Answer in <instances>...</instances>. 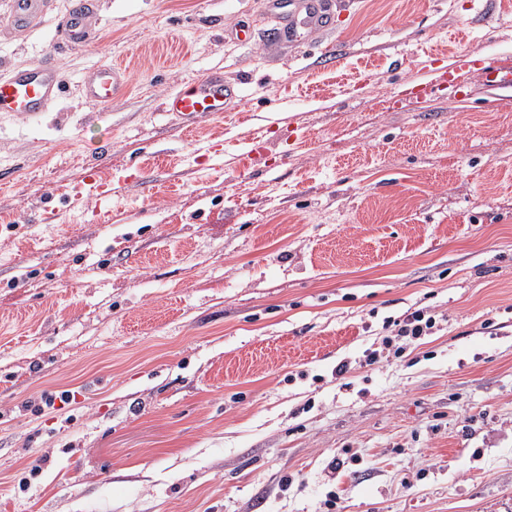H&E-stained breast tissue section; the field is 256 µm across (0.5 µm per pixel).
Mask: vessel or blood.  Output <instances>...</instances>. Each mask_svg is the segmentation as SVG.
I'll list each match as a JSON object with an SVG mask.
<instances>
[{
	"instance_id": "1",
	"label": "vessel or blood",
	"mask_w": 512,
	"mask_h": 512,
	"mask_svg": "<svg viewBox=\"0 0 512 512\" xmlns=\"http://www.w3.org/2000/svg\"><path fill=\"white\" fill-rule=\"evenodd\" d=\"M45 0H8L9 26L27 30L44 11ZM271 14L279 37L292 41L306 29H328L330 0H271ZM102 25L90 0H75L59 21L64 40L74 46L94 41ZM82 96L90 102L106 104L124 96L128 88L125 69L115 64L90 68L80 82ZM63 86L51 55L45 54L33 65L0 74V114L12 113L25 119L38 118L56 103ZM242 94V86L229 82L223 72L213 71L186 88L165 95L161 110L176 116L184 130H192L198 113H223L225 106Z\"/></svg>"
}]
</instances>
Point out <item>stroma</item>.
Listing matches in <instances>:
<instances>
[{
    "label": "stroma",
    "mask_w": 512,
    "mask_h": 512,
    "mask_svg": "<svg viewBox=\"0 0 512 512\" xmlns=\"http://www.w3.org/2000/svg\"><path fill=\"white\" fill-rule=\"evenodd\" d=\"M47 2L23 36L0 2V67L56 50ZM97 7L62 103L0 117V512H512V0H334L291 43L267 0ZM213 68L243 97L185 132L161 99ZM481 75L487 83L499 88H512V65L510 61L501 66L487 65L482 69ZM82 96L90 102L106 104L124 96L128 88L125 69L120 65L107 64L92 67L80 82ZM426 316L427 312L419 309L408 314L402 320L393 321L388 325V329L392 326L394 328L390 330V334L385 338L386 345L393 342L414 340L427 335V332L434 327L435 319L431 315Z\"/></svg>",
    "instance_id": "obj_1"
}]
</instances>
